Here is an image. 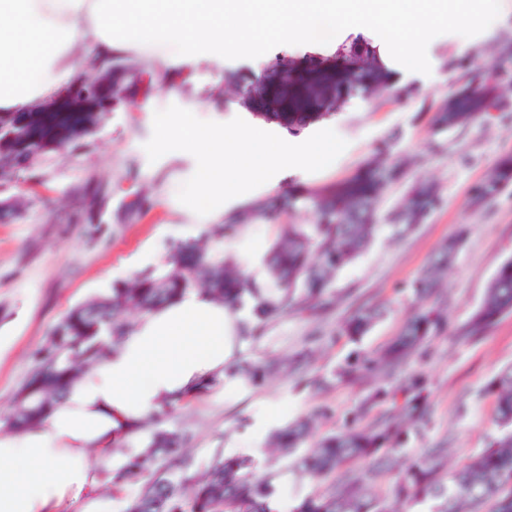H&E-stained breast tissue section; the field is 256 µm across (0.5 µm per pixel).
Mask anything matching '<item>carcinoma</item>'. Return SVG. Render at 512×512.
I'll return each mask as SVG.
<instances>
[{"mask_svg":"<svg viewBox=\"0 0 512 512\" xmlns=\"http://www.w3.org/2000/svg\"><path fill=\"white\" fill-rule=\"evenodd\" d=\"M487 94L473 89L456 112H440L435 117L439 131L466 126L476 120H489ZM18 143L25 144L44 135L42 126L29 122L15 126ZM396 167L369 165L336 185L324 197L318 212L330 210L333 218L316 216L311 224H284L268 258L267 270L277 284L274 292L258 285L242 265L210 251L199 240L174 245L164 264L129 281L117 282L104 294L72 308L52 329L46 342L35 353L36 366L19 389L4 426L12 431L42 425L61 405L65 391L89 372L100 360L123 344L133 330L125 314L157 310L191 292L239 309L250 307V321L243 323L246 339H257L267 321L279 314L301 312L317 304H328L335 274L359 258L379 231L372 223L371 207L385 188L399 180ZM512 181V159L500 164L495 180L482 184L476 192L479 201L493 197L500 186ZM438 204L430 188L413 186L403 208V223L392 224V234L400 235L424 219ZM466 239L460 229L436 256L433 263L411 288L422 297L455 258L456 248ZM512 312V259L503 262L489 283L482 304L463 327L472 338L484 335L505 313ZM378 312L362 309L343 329L347 336L363 335ZM442 317L434 310L413 315L405 323L386 352L375 363H391L405 358L437 329ZM290 365L279 360L236 368L254 384L285 373ZM412 397L403 405L407 420L421 410L422 388L414 381ZM489 392L495 400V421L499 434L486 448L474 454L457 472H445L442 451L426 450L409 459L392 489L393 502H434L432 512H480L491 504L490 512H512V368L492 379ZM313 420L296 421L276 430L270 447L288 453L309 437ZM408 432L390 425L378 430L347 429L324 438L318 448L296 461L300 473L326 478L342 471L347 464L380 451L394 450L407 440ZM184 436L158 429L150 433L139 452L112 471V483L120 485L140 477L149 478L143 493L133 501L129 512H270L268 501L276 494L269 481L256 475L255 462L248 457L215 454L206 465L202 479L188 474L183 457ZM384 462L367 473L343 471L339 487L315 493L299 502L293 512H390L387 498L375 494V483Z\"/></svg>","mask_w":512,"mask_h":512,"instance_id":"carcinoma-1","label":"carcinoma"}]
</instances>
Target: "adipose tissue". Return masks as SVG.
I'll return each mask as SVG.
<instances>
[{"label":"adipose tissue","instance_id":"ef3b65f1","mask_svg":"<svg viewBox=\"0 0 512 512\" xmlns=\"http://www.w3.org/2000/svg\"><path fill=\"white\" fill-rule=\"evenodd\" d=\"M308 21L302 0H0V112L50 95L82 45L105 64L134 43L247 50L255 33L288 40ZM243 318L195 292L141 315L43 426L0 436V512H96L100 460L130 426L223 375Z\"/></svg>","mask_w":512,"mask_h":512}]
</instances>
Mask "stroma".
<instances>
[{"label": "stroma", "mask_w": 512, "mask_h": 512, "mask_svg": "<svg viewBox=\"0 0 512 512\" xmlns=\"http://www.w3.org/2000/svg\"><path fill=\"white\" fill-rule=\"evenodd\" d=\"M397 29L412 31L410 11L371 27L315 17L304 37L270 34L247 51L177 48L154 58L146 48L130 46L106 70L82 51L75 73L52 95L0 112L5 124L23 125L38 114L50 126L68 100L106 88L69 143L51 137L18 147L0 143V171L7 176L0 182V311L6 314L0 320V416L9 412L32 371V352L70 309L113 283L160 267L177 241L203 237L209 249L246 267L263 266L279 225L313 222L316 197L379 161L400 165L403 174L375 203L376 223H395L416 184L433 186L439 207L405 236L381 233L360 258L337 271L332 307L276 318L259 340L239 341L238 362L286 360L309 350V361L296 373L261 386L225 377L173 409L164 424L187 435L191 472L203 473L218 452L253 458L259 474L276 487L281 512H291L331 481L300 475L294 455L268 448L272 433L313 417L315 428L304 446L310 452L325 436L347 428L382 427L397 419L394 397L415 377L425 386L424 410L399 459L443 448L445 469L453 473L486 447L497 432L487 386L512 365V313L478 339L460 329L481 305L499 266L512 258V184L483 205L473 201L475 188L512 157V0H479L438 21L422 36L416 63L394 39ZM344 42L377 47L406 71L405 81L347 91L315 111L307 129L331 128L347 142L329 167L314 173L290 169L274 188L195 223L177 198L196 170L195 158L173 151L152 162L144 149L155 111L176 105L204 121L240 117L257 126L276 124L274 115L253 112L242 88L260 73L276 83L287 74L335 69L336 47ZM471 86L491 88L500 110L490 121L436 132V112ZM287 194L295 199L293 207L270 220L267 206ZM223 224L240 230L224 239L217 233ZM463 224L468 237L427 301L442 312L445 326L387 373L361 368L338 377L341 367L378 357L398 336L417 308L410 283ZM362 307L380 308L382 315L364 335H342L345 322ZM381 388L389 398L370 402Z\"/></svg>", "instance_id": "stroma-1"}]
</instances>
